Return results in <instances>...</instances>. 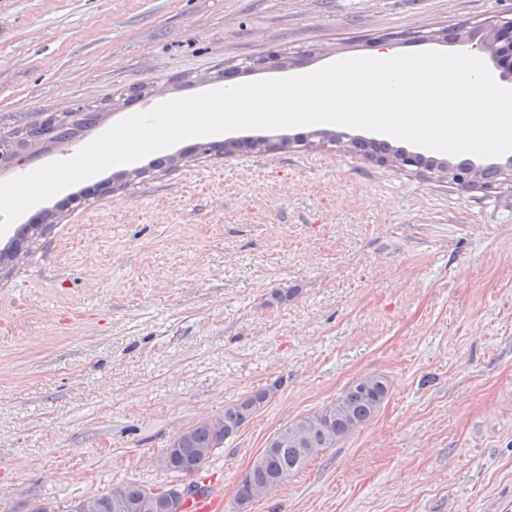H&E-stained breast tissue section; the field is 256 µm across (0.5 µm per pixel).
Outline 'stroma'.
<instances>
[{
  "label": "stroma",
  "mask_w": 512,
  "mask_h": 512,
  "mask_svg": "<svg viewBox=\"0 0 512 512\" xmlns=\"http://www.w3.org/2000/svg\"><path fill=\"white\" fill-rule=\"evenodd\" d=\"M508 19L512 0H0V133L81 105L108 128L129 88L148 110L271 50L310 61L235 84L383 44L472 54L427 35ZM370 374L390 390L369 422L238 504L288 422ZM268 386L201 471L223 512H512V192L317 140L59 214L0 271V512L186 484L157 464L169 441Z\"/></svg>",
  "instance_id": "1"
}]
</instances>
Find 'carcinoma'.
Wrapping results in <instances>:
<instances>
[{
    "label": "carcinoma",
    "mask_w": 512,
    "mask_h": 512,
    "mask_svg": "<svg viewBox=\"0 0 512 512\" xmlns=\"http://www.w3.org/2000/svg\"><path fill=\"white\" fill-rule=\"evenodd\" d=\"M488 36L485 27L474 26L448 36V41L459 40L483 43ZM102 113L93 110H77L50 119L33 122L22 129L7 132L4 140L16 142L22 149L14 155V162L26 157L25 148L31 143L59 144L81 137L92 129ZM350 144L370 155L386 157L401 155L405 150L376 140L353 138ZM268 145L266 138H242L224 140L206 147L193 145L178 155L160 156L148 163V168L174 166L180 160L196 153L214 152L230 155L237 150L262 149ZM419 164L432 174L454 171L468 173L473 163L455 161L442 154L418 155ZM69 204L64 200L44 211L35 222L19 229L16 239L0 250V270L12 268L27 251L23 244L29 242L28 233L40 229L55 218L58 211ZM274 388L259 389L244 399L224 408V416L216 420H204L175 436L159 457V465L170 472L189 476L205 465L214 449L237 431L269 400ZM389 392L386 378L378 375L358 379L336 403L320 412L304 415L289 422L254 461L237 490V501L245 504L265 496L275 487L302 471L307 464L326 448H332L346 435L369 421L380 409ZM192 493V487L172 485L153 489L134 482L112 487L102 495L87 497L67 506L66 512H185L184 504Z\"/></svg>",
    "instance_id": "1"
}]
</instances>
